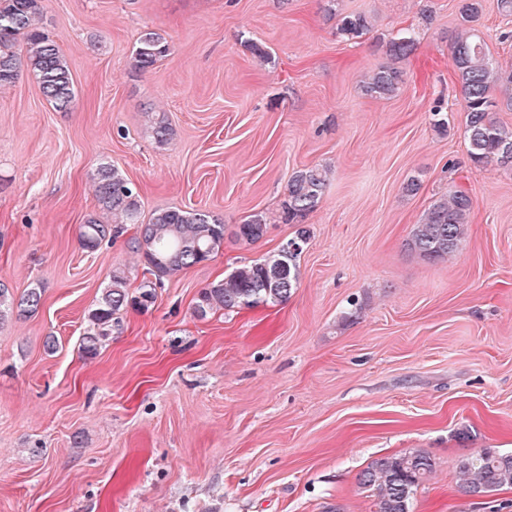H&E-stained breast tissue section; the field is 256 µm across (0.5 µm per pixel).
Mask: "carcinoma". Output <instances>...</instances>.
Returning a JSON list of instances; mask_svg holds the SVG:
<instances>
[{"mask_svg": "<svg viewBox=\"0 0 512 512\" xmlns=\"http://www.w3.org/2000/svg\"><path fill=\"white\" fill-rule=\"evenodd\" d=\"M326 10L336 15L337 32L349 39L359 38L373 28V20L365 14L336 13L335 0H327ZM43 14V0H0V87L13 85L25 70L55 109L67 111L75 98L74 81L65 56L42 26ZM415 49L416 38L410 33L390 39L386 44L390 62L373 70L363 81L365 94L394 95L403 83L404 72L399 63ZM451 49L463 95L470 161L476 166L495 163L512 169V129L495 117L500 106L512 108V69L494 65L485 42L470 26L456 33ZM169 50V42L162 34L147 31L137 42L136 66L150 68ZM496 88L504 93L500 102L490 100V93ZM327 182V172L318 167L293 172L288 179L284 219L296 224L314 211ZM94 183L96 201L112 217V223L88 218L80 229L81 246L95 250L131 225L133 234L127 243L132 251L142 255L154 280L144 282L140 292L133 296L125 271L112 272L97 307L88 315L90 327L80 340L79 347L86 358L95 357L111 335L113 315L130 306L149 307L154 302L156 287L164 279L209 260L222 249L226 230L220 218L196 210L158 209L148 220L141 219L138 193L114 167L97 168ZM472 208L471 197L463 191L440 196L415 225L411 248L428 258L451 256L465 236ZM266 229L264 216L254 214L237 225L235 236L239 241L251 243L261 239ZM309 238V230L301 227L277 252L252 264L240 265L224 279L209 284L200 292L195 308L197 315L204 317L211 311L233 312L258 304L276 306L287 302L297 287L298 260ZM40 304L39 290L32 288L16 299L0 281V320L13 313H34ZM434 471L432 457L414 449L372 461L357 475V485L371 492V512H411L416 491ZM457 478L459 487L466 493L512 488V454L485 448L459 461Z\"/></svg>", "mask_w": 512, "mask_h": 512, "instance_id": "obj_1", "label": "carcinoma"}]
</instances>
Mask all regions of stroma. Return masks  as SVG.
<instances>
[{"label":"stroma","instance_id":"1","mask_svg":"<svg viewBox=\"0 0 512 512\" xmlns=\"http://www.w3.org/2000/svg\"><path fill=\"white\" fill-rule=\"evenodd\" d=\"M325 5L44 0L75 99L56 110L26 73L0 89V280L14 296L42 294L34 314L0 323V512H370L357 474L413 449L436 472L412 512H512V488L474 498L457 487L461 458L512 454V170L468 159L449 48L459 0H336L374 21L354 40ZM481 5L490 56L512 66V16ZM403 28L417 38L403 83L366 95L363 76ZM147 30L170 51L142 70ZM436 107L447 130L431 122ZM157 120L170 129L162 144ZM103 164L135 185L144 214L202 210L226 232L148 309L120 312L85 359L111 272L134 294L147 276L127 235L79 243ZM314 166L328 185L304 220L288 302L198 316L202 288L293 236L288 178ZM457 189L474 204L458 251L419 255L415 224ZM255 213L266 234L238 241Z\"/></svg>","mask_w":512,"mask_h":512}]
</instances>
